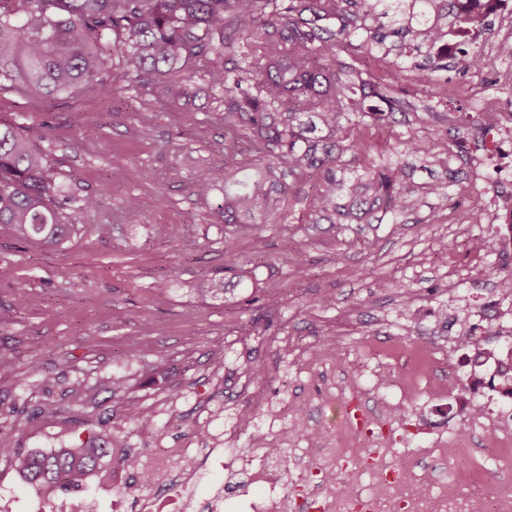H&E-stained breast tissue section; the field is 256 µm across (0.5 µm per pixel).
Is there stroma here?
Listing matches in <instances>:
<instances>
[{
  "label": "stroma",
  "mask_w": 512,
  "mask_h": 512,
  "mask_svg": "<svg viewBox=\"0 0 512 512\" xmlns=\"http://www.w3.org/2000/svg\"><path fill=\"white\" fill-rule=\"evenodd\" d=\"M466 99L439 104L418 132L445 129L448 167L459 180L447 202L424 199L406 224L361 233L292 222L259 231H225L216 213L221 191L205 199L191 183L224 164V115L206 96L170 106L158 86L123 83L117 97L91 89L46 100L18 88L0 90V118L22 127L73 189L97 200L62 249L15 238L0 226V427L24 453L81 447L112 433L115 453L166 448L188 441L197 426L218 433L215 411L233 401L245 409L247 384L279 401L309 397L311 419L332 428L351 400L376 407V393L337 394L378 365L373 348L392 355L400 376L414 349L444 335L438 312L448 298V271L469 267L467 224L476 209L461 144L473 123ZM138 198L139 226L124 203ZM106 224L107 235L96 227ZM167 224L170 241L152 227ZM448 251H440L439 241ZM225 295L204 298L192 287L224 279ZM423 311L402 325L404 297ZM301 348L336 339L334 358L296 373L282 338ZM125 378L112 391V375ZM150 408L152 430L124 421L121 406ZM394 464L418 456L424 437L373 423Z\"/></svg>",
  "instance_id": "obj_1"
}]
</instances>
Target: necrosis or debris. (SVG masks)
Here are the masks:
<instances>
[{
  "instance_id": "4bbe7bcc",
  "label": "necrosis or debris",
  "mask_w": 512,
  "mask_h": 512,
  "mask_svg": "<svg viewBox=\"0 0 512 512\" xmlns=\"http://www.w3.org/2000/svg\"><path fill=\"white\" fill-rule=\"evenodd\" d=\"M448 93L469 99L481 119L478 134L469 140V159L474 184H484L482 169L486 162L504 144H512V97L491 95L473 84L451 86ZM497 183L496 189L485 192L481 210L486 226L483 238L494 252L512 254V168L500 170ZM504 282L499 275L493 280L497 305L489 324L501 342L500 361L505 364L512 361V293L505 291ZM452 349L467 356L469 374L431 378L421 387L415 379L399 383L379 370L374 374L375 387L381 394V409L390 423L397 425L406 420L404 394L421 390L426 404L435 407L453 399L464 429L434 435L430 452L452 462L465 461L461 476L476 486L483 480V469L470 452L471 435L479 436L486 455L503 467L512 468V393L502 387L497 398L487 395L484 358L470 329L458 330L447 342L422 351L421 356L432 363L447 358ZM276 416L262 395L251 396L249 409L238 418L239 427L252 429L255 420L264 417L270 418L271 423L266 430L254 432L255 453L248 461H241L229 449L237 440V433L224 434L220 449L210 446L209 434L199 433L192 445L135 455L133 470L137 481L104 483L100 491L111 498L114 512H127L132 505L138 512H224L223 491L208 496L198 493L206 479V464L216 460L224 469L226 484L244 491L242 500L234 504L236 512H300L304 506L310 512H512V485L508 483L493 498L474 496L464 509L457 503V488L431 495L430 471L415 469L409 462L403 470H396L379 438L370 435L358 439L349 419L342 421L335 432H316L304 448V457L318 466L319 480L308 479L303 473L289 478L288 448L307 423L299 408L290 414L288 424L276 423ZM365 473L373 480L366 491L360 487Z\"/></svg>"
}]
</instances>
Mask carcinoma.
Listing matches in <instances>:
<instances>
[{
	"instance_id": "obj_1",
	"label": "carcinoma",
	"mask_w": 512,
	"mask_h": 512,
	"mask_svg": "<svg viewBox=\"0 0 512 512\" xmlns=\"http://www.w3.org/2000/svg\"><path fill=\"white\" fill-rule=\"evenodd\" d=\"M464 0H6L0 6V88L44 98L78 87L106 88L104 55L123 78L162 85L175 105L207 84L224 112V167L192 185L208 197L222 188L224 225L280 224L307 176H317L300 224L403 223L423 191L448 199L449 184L411 181L417 169L448 168L438 149L441 129L406 136L408 113L428 112L424 100L398 98L414 73L423 89L448 59V30L460 36L462 77L494 62L470 32L495 26ZM356 50L361 63L343 59ZM386 129L389 158L371 155L360 132ZM78 198L48 155L21 128L0 118V224L18 239L58 248L94 210ZM124 418L141 428L153 420L128 405ZM17 463L35 490H75L104 470L112 443L92 436L83 448L19 456L0 431V456Z\"/></svg>"
}]
</instances>
